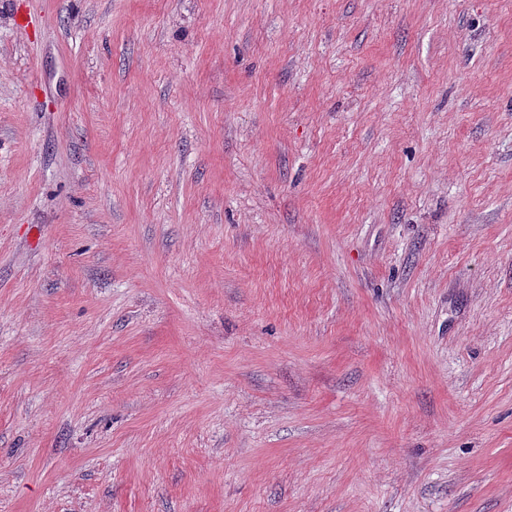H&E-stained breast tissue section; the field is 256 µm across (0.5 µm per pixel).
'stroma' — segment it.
Returning <instances> with one entry per match:
<instances>
[{
	"instance_id": "35a3bbf8",
	"label": "stroma",
	"mask_w": 512,
	"mask_h": 512,
	"mask_svg": "<svg viewBox=\"0 0 512 512\" xmlns=\"http://www.w3.org/2000/svg\"><path fill=\"white\" fill-rule=\"evenodd\" d=\"M0 512H512V0H0Z\"/></svg>"
}]
</instances>
